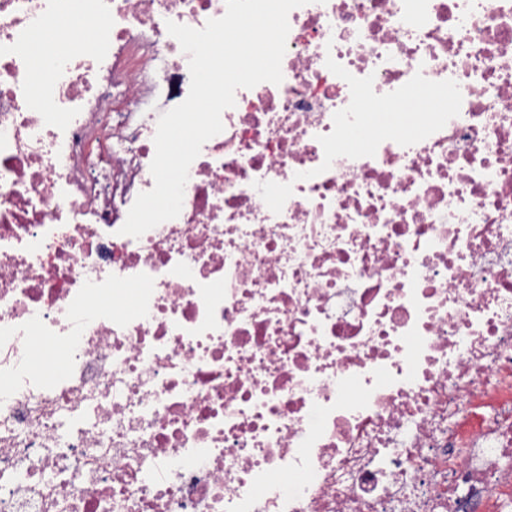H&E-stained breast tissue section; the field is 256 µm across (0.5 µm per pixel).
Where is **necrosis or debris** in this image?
Wrapping results in <instances>:
<instances>
[{
    "instance_id": "4bbe7bcc",
    "label": "necrosis or debris",
    "mask_w": 512,
    "mask_h": 512,
    "mask_svg": "<svg viewBox=\"0 0 512 512\" xmlns=\"http://www.w3.org/2000/svg\"><path fill=\"white\" fill-rule=\"evenodd\" d=\"M225 11L0 0V512H512V0L293 9L282 82L121 234L190 88L166 23Z\"/></svg>"
}]
</instances>
